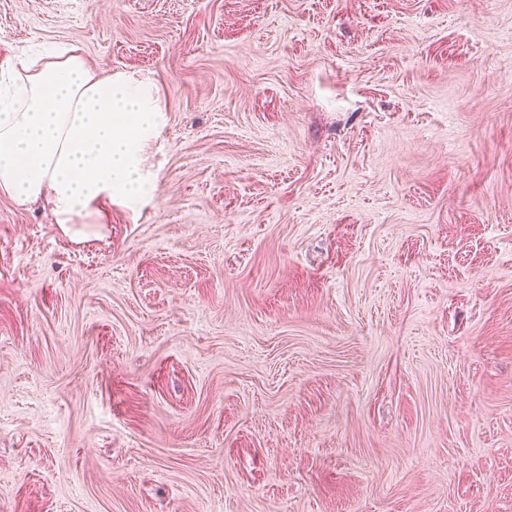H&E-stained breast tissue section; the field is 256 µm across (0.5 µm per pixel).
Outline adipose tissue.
Listing matches in <instances>:
<instances>
[{
  "instance_id": "1",
  "label": "adipose tissue",
  "mask_w": 512,
  "mask_h": 512,
  "mask_svg": "<svg viewBox=\"0 0 512 512\" xmlns=\"http://www.w3.org/2000/svg\"><path fill=\"white\" fill-rule=\"evenodd\" d=\"M164 121L151 82L96 77L76 48L16 57L0 66V194L45 202L65 233L85 237L97 202L152 187L143 153Z\"/></svg>"
}]
</instances>
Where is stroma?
Wrapping results in <instances>:
<instances>
[{"label": "stroma", "instance_id": "stroma-1", "mask_svg": "<svg viewBox=\"0 0 512 512\" xmlns=\"http://www.w3.org/2000/svg\"><path fill=\"white\" fill-rule=\"evenodd\" d=\"M146 78L156 188L0 195V512H512V0H0Z\"/></svg>", "mask_w": 512, "mask_h": 512}]
</instances>
